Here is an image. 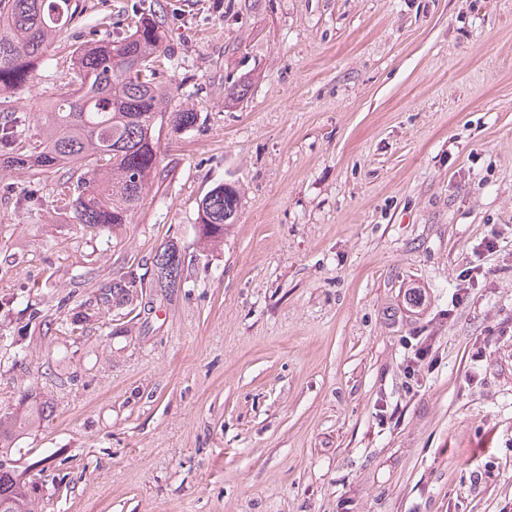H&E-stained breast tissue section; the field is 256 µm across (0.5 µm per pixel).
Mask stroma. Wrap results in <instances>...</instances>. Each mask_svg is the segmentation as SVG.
Returning <instances> with one entry per match:
<instances>
[{
	"mask_svg": "<svg viewBox=\"0 0 512 512\" xmlns=\"http://www.w3.org/2000/svg\"><path fill=\"white\" fill-rule=\"evenodd\" d=\"M133 2L76 0L0 97L24 145ZM156 3L200 125L161 129L119 234L75 224L68 171L0 169V409L52 408L8 450L34 512H512V0ZM169 241L180 288L100 301ZM239 202L240 192L234 184L219 183L210 189L198 205L197 240L207 246L223 243L236 224Z\"/></svg>",
	"mask_w": 512,
	"mask_h": 512,
	"instance_id": "35a3bbf8",
	"label": "stroma"
}]
</instances>
